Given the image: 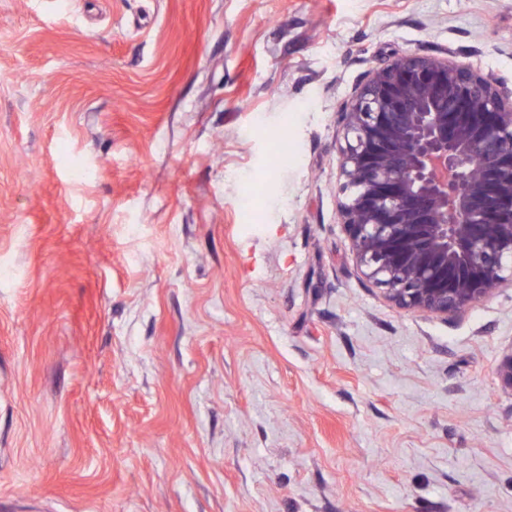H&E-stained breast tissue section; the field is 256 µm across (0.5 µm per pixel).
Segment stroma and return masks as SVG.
Returning <instances> with one entry per match:
<instances>
[{
	"label": "stroma",
	"instance_id": "35a3bbf8",
	"mask_svg": "<svg viewBox=\"0 0 512 512\" xmlns=\"http://www.w3.org/2000/svg\"><path fill=\"white\" fill-rule=\"evenodd\" d=\"M412 50L512 85V0H0V512H512V288L399 309L340 219Z\"/></svg>",
	"mask_w": 512,
	"mask_h": 512
}]
</instances>
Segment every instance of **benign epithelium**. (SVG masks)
Returning <instances> with one entry per match:
<instances>
[{
  "label": "benign epithelium",
  "instance_id": "1",
  "mask_svg": "<svg viewBox=\"0 0 512 512\" xmlns=\"http://www.w3.org/2000/svg\"><path fill=\"white\" fill-rule=\"evenodd\" d=\"M339 123L341 224L389 301L448 319L512 288V86L405 51L367 72ZM498 377L512 392V349Z\"/></svg>",
  "mask_w": 512,
  "mask_h": 512
}]
</instances>
